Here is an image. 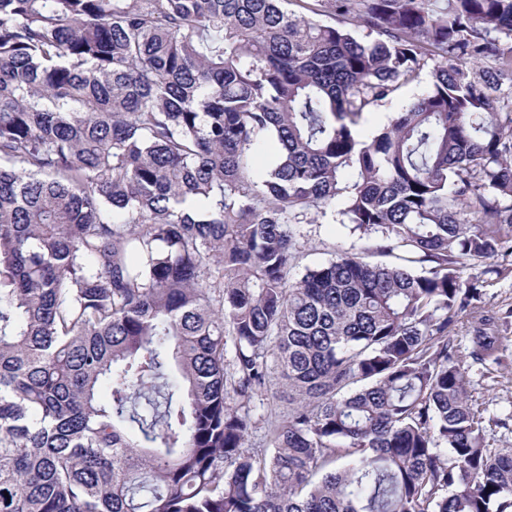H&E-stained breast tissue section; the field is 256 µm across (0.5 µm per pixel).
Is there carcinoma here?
Masks as SVG:
<instances>
[{"label":"carcinoma","mask_w":512,"mask_h":512,"mask_svg":"<svg viewBox=\"0 0 512 512\" xmlns=\"http://www.w3.org/2000/svg\"><path fill=\"white\" fill-rule=\"evenodd\" d=\"M338 197L388 261L293 277ZM503 224L512 0H0V512H512L448 340ZM430 71V67H425L414 81L402 87L396 97L367 110L363 115L364 129L372 130L386 124L396 112H400L404 106L424 93L430 84ZM271 379L268 392H266L263 397L255 398L248 406L249 415L253 423L252 434L247 442V448L250 450L270 448L266 437V425L262 418L267 410L270 412L272 409L273 413L276 412L283 416L287 415L292 407L288 402V391L283 385L284 381L281 380L279 373L275 371ZM260 399H263V401ZM262 402H264V404H262Z\"/></svg>","instance_id":"carcinoma-1"}]
</instances>
